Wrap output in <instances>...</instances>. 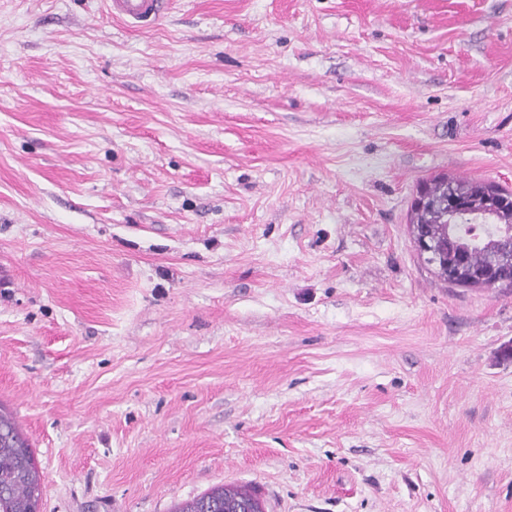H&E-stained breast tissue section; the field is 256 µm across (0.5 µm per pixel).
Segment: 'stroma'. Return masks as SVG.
<instances>
[{"instance_id": "35a3bbf8", "label": "stroma", "mask_w": 512, "mask_h": 512, "mask_svg": "<svg viewBox=\"0 0 512 512\" xmlns=\"http://www.w3.org/2000/svg\"><path fill=\"white\" fill-rule=\"evenodd\" d=\"M512 190V0H0V405L41 512H512V289L419 181ZM109 13L125 22L151 27L167 12L170 0H105ZM412 241L418 255L431 265L438 262L442 246L427 229L412 227ZM250 505L258 509L255 512L264 511L255 493L242 487L222 484L176 503L170 512H246Z\"/></svg>"}]
</instances>
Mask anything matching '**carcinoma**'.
Listing matches in <instances>:
<instances>
[{
    "label": "carcinoma",
    "mask_w": 512,
    "mask_h": 512,
    "mask_svg": "<svg viewBox=\"0 0 512 512\" xmlns=\"http://www.w3.org/2000/svg\"><path fill=\"white\" fill-rule=\"evenodd\" d=\"M458 193L448 211V188ZM412 204V224H430L448 252L461 256L476 272L493 264L497 244L512 238V191L497 184L436 176L419 185ZM495 265V264H493ZM499 287L512 288V265H495ZM42 475L27 436L0 406V512H36L41 502ZM263 512L258 496L242 487L217 485L176 503L170 512H246L249 506Z\"/></svg>",
    "instance_id": "obj_1"
}]
</instances>
